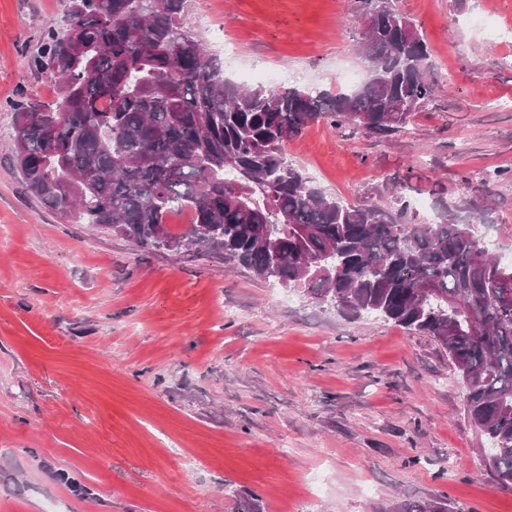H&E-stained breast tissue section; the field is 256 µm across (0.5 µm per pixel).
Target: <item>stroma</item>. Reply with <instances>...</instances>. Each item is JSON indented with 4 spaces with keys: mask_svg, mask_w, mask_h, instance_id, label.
Wrapping results in <instances>:
<instances>
[{
    "mask_svg": "<svg viewBox=\"0 0 512 512\" xmlns=\"http://www.w3.org/2000/svg\"><path fill=\"white\" fill-rule=\"evenodd\" d=\"M422 31L434 99L402 132L310 125L286 152L359 206L451 213L512 261V0H394ZM69 0H0V512H384L447 497L512 512L434 338L351 319L200 254L72 224L27 192L18 105L58 97L37 57ZM360 0H193L225 77L366 73Z\"/></svg>",
    "mask_w": 512,
    "mask_h": 512,
    "instance_id": "obj_1",
    "label": "stroma"
}]
</instances>
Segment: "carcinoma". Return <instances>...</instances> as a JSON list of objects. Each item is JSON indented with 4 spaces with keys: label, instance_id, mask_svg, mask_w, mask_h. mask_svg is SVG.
<instances>
[{
    "label": "carcinoma",
    "instance_id": "obj_1",
    "mask_svg": "<svg viewBox=\"0 0 512 512\" xmlns=\"http://www.w3.org/2000/svg\"><path fill=\"white\" fill-rule=\"evenodd\" d=\"M189 0H71L67 33L48 28L38 64L61 82L55 108L16 112L13 152L28 189L71 222L143 248L191 245L256 277L431 336L466 387L512 480V299L500 264L466 224L348 205L313 187L285 147L321 121L387 136L434 99L428 45L393 0L360 32L367 77L347 93L248 86L220 76L183 25ZM176 212L190 231L167 228ZM389 512H448V501Z\"/></svg>",
    "mask_w": 512,
    "mask_h": 512
}]
</instances>
